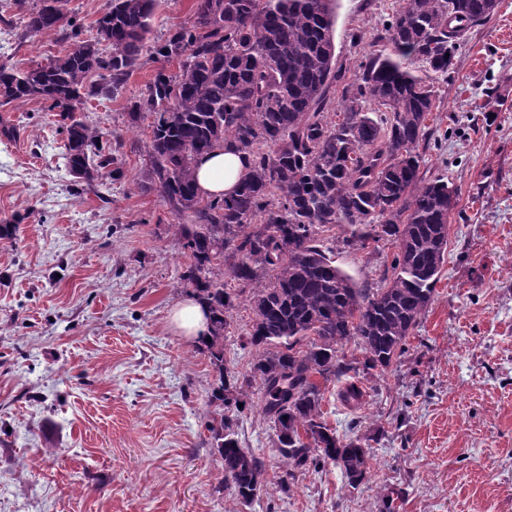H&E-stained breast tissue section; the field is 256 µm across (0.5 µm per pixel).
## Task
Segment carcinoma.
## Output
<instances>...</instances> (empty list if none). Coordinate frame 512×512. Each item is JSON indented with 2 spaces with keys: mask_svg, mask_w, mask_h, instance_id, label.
I'll list each match as a JSON object with an SVG mask.
<instances>
[{
  "mask_svg": "<svg viewBox=\"0 0 512 512\" xmlns=\"http://www.w3.org/2000/svg\"><path fill=\"white\" fill-rule=\"evenodd\" d=\"M68 0H39L27 14L33 34L62 33L68 49L46 64L17 70L0 60V107L41 101L66 133L63 158L74 186L122 176L105 133L76 118L79 104L122 90L143 53L156 0H109L97 39L82 38ZM500 0H401L385 26L389 48L359 65L344 85L338 121H327L336 67L333 0H195L192 19L170 31L159 69L128 112L154 117L142 187L157 189L177 217L170 224L188 263L181 281L207 311L203 340L215 377L206 428L224 466V488L252 504L267 483L263 462L241 445L224 410L256 395L270 423L285 475L333 465L348 484L367 481L372 446L384 435L348 438L327 424L315 381L385 372L432 303L448 259L454 206L449 183L420 175L416 153L435 108L432 82L408 67L448 77V38L489 19ZM372 100L384 108L370 112ZM232 148L249 165L237 190L200 193L199 157ZM364 249L390 241V267L377 289L359 288L332 258L334 229ZM238 284L227 291L224 277ZM252 311L250 371L231 375L224 333L238 294ZM354 342L362 359L348 361Z\"/></svg>",
  "mask_w": 512,
  "mask_h": 512,
  "instance_id": "obj_1",
  "label": "carcinoma"
}]
</instances>
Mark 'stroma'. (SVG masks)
Returning a JSON list of instances; mask_svg holds the SVG:
<instances>
[{"label":"stroma","mask_w":512,"mask_h":512,"mask_svg":"<svg viewBox=\"0 0 512 512\" xmlns=\"http://www.w3.org/2000/svg\"><path fill=\"white\" fill-rule=\"evenodd\" d=\"M401 0H338L335 53L346 81L385 50ZM36 0H0V54L25 68L64 51L19 23ZM194 0H158L150 51L122 92L90 99L76 116L114 133L120 179L81 191L62 158L64 136L37 100L0 108L17 136L0 139V512H512V0L458 41L456 66L436 80L438 108L419 145L421 171L460 195L449 219L448 263L405 352L362 381V403L328 385L323 417L367 436L370 481L308 470L280 485L281 460L259 407L237 414L244 447L267 486L251 506L225 490L205 413L214 372L169 324L187 298L186 258L166 227L158 191L139 185L151 116L128 110L165 64L153 48L193 16ZM394 248L337 246V266L363 288L381 283ZM252 313L232 311L224 360L245 373Z\"/></svg>","instance_id":"stroma-1"}]
</instances>
